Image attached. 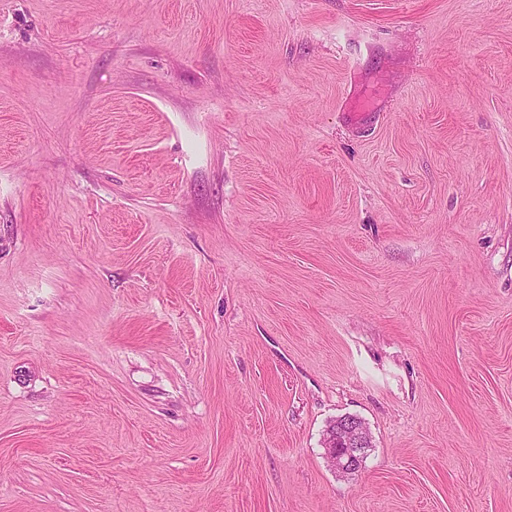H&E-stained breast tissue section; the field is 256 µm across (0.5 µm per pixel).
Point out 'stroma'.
Masks as SVG:
<instances>
[{
  "label": "stroma",
  "mask_w": 512,
  "mask_h": 512,
  "mask_svg": "<svg viewBox=\"0 0 512 512\" xmlns=\"http://www.w3.org/2000/svg\"><path fill=\"white\" fill-rule=\"evenodd\" d=\"M0 512H512V0H0ZM326 430L324 448L334 467L342 473L358 470L367 454L369 436L358 417L345 415Z\"/></svg>",
  "instance_id": "35a3bbf8"
}]
</instances>
